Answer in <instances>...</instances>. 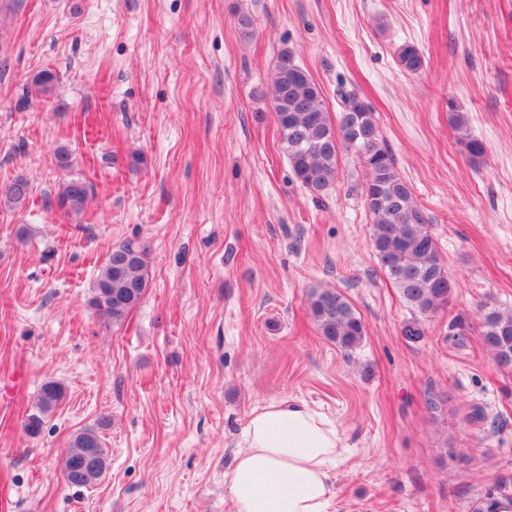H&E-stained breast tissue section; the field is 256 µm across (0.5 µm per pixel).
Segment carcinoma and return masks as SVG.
I'll return each mask as SVG.
<instances>
[{
	"label": "carcinoma",
	"mask_w": 512,
	"mask_h": 512,
	"mask_svg": "<svg viewBox=\"0 0 512 512\" xmlns=\"http://www.w3.org/2000/svg\"><path fill=\"white\" fill-rule=\"evenodd\" d=\"M398 58L403 68L412 73L423 66L422 55L410 45L399 49ZM54 81L55 75L45 70L33 77L31 85L38 93L47 94ZM269 94L281 149L295 177L311 192L322 195L336 184L340 152L351 151L361 161L367 174L363 194L372 217L373 251L384 275L415 314V319L405 326L404 335L411 340L421 339L424 321L447 308L453 279L428 218L416 203L410 185L397 171L374 112L349 93L341 95V111L331 116L321 87L294 63L293 54L287 49L278 55ZM448 120L464 132L468 154L481 157L484 145L467 134L464 114L450 112ZM0 194L10 204H21L30 194L29 182L18 177ZM93 195L92 183L70 176L58 184L55 201L62 212L80 215ZM149 255L150 245L142 240H127L112 247L93 284L91 302L101 317L119 325L144 301L149 288ZM309 311L318 333L327 342L345 352L362 343L365 324L338 291H312ZM480 328L483 345L496 364L512 369V312L484 309ZM63 397L61 383L44 382L36 398L37 412L24 423L25 432L32 437L38 435L43 417ZM109 465L108 450L98 431L86 428L73 435L65 450L64 480L71 486L87 488L101 481ZM511 488V477L499 479L473 503L471 512H495L497 500L509 495Z\"/></svg>",
	"instance_id": "cac0c4a2"
}]
</instances>
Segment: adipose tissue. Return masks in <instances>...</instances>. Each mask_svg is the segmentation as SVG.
<instances>
[{"label":"adipose tissue","mask_w":512,"mask_h":512,"mask_svg":"<svg viewBox=\"0 0 512 512\" xmlns=\"http://www.w3.org/2000/svg\"><path fill=\"white\" fill-rule=\"evenodd\" d=\"M245 448L229 477L232 512H329L335 426L304 403L282 399L252 411Z\"/></svg>","instance_id":"obj_1"}]
</instances>
